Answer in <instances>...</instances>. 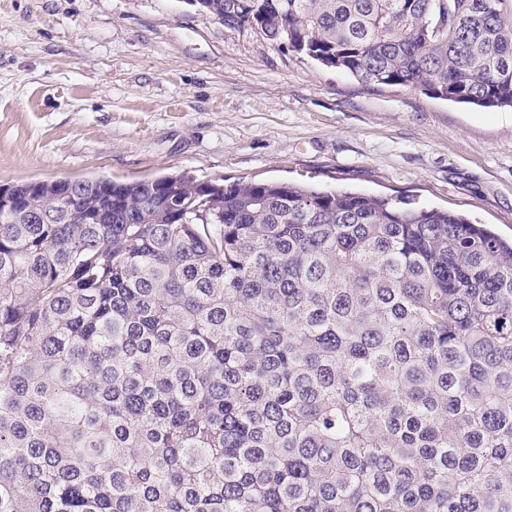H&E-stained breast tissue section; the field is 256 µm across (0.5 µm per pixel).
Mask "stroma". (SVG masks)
<instances>
[{"label": "stroma", "instance_id": "1", "mask_svg": "<svg viewBox=\"0 0 512 512\" xmlns=\"http://www.w3.org/2000/svg\"><path fill=\"white\" fill-rule=\"evenodd\" d=\"M188 172L412 197L512 239V108L372 88L186 0H0V184Z\"/></svg>", "mask_w": 512, "mask_h": 512}]
</instances>
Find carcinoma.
Masks as SVG:
<instances>
[{"instance_id":"1","label":"carcinoma","mask_w":512,"mask_h":512,"mask_svg":"<svg viewBox=\"0 0 512 512\" xmlns=\"http://www.w3.org/2000/svg\"><path fill=\"white\" fill-rule=\"evenodd\" d=\"M375 87L512 107V0H201ZM0 512H512V245L188 174L0 198Z\"/></svg>"}]
</instances>
